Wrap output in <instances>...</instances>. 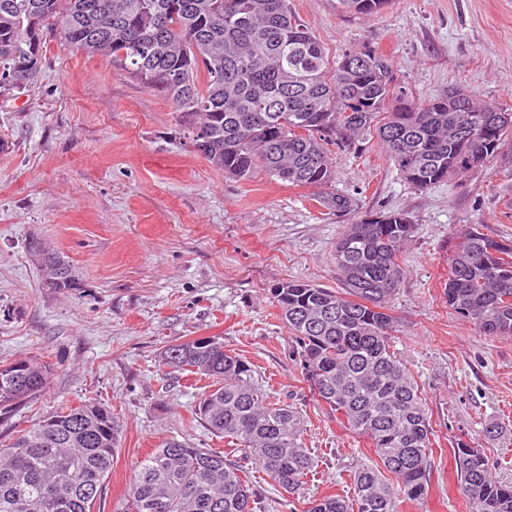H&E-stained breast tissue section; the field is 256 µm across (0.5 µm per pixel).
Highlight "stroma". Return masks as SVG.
<instances>
[{
    "label": "stroma",
    "mask_w": 512,
    "mask_h": 512,
    "mask_svg": "<svg viewBox=\"0 0 512 512\" xmlns=\"http://www.w3.org/2000/svg\"><path fill=\"white\" fill-rule=\"evenodd\" d=\"M339 54L367 44L417 99L459 88L512 109V0H391L379 14L340 0H290ZM41 71L23 94L0 97V362H49V388L0 422V448L68 405H108L122 434L99 512H120L135 467L169 438L228 452L196 415L209 379L164 374L166 346L200 336L251 362L272 400L304 415L317 465L295 493L261 468L251 482L264 512H307L326 495L353 497V475L375 466L368 439L314 397L272 296L279 283L340 289L334 251L352 216L322 207L316 189L256 168L244 180L194 151L162 95L49 32ZM334 192L373 211L406 213L391 303L394 346L429 407L437 472L427 495L399 512H470L454 469L463 440L512 482V337L484 335L449 307L448 241L471 225L512 240V163L496 157L425 190L408 185L375 134L339 155ZM47 243L78 288L43 286L29 251Z\"/></svg>",
    "instance_id": "1"
}]
</instances>
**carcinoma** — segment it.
Masks as SVG:
<instances>
[{"instance_id":"1","label":"carcinoma","mask_w":512,"mask_h":512,"mask_svg":"<svg viewBox=\"0 0 512 512\" xmlns=\"http://www.w3.org/2000/svg\"><path fill=\"white\" fill-rule=\"evenodd\" d=\"M372 16L390 0H341ZM59 26L72 47L98 56L164 96L184 138L224 174L257 167L319 191L338 217L358 209L331 191L330 147L376 130L387 156L418 190L485 165L512 135V112L452 92L414 101L371 46L335 59L288 0H0V96H15L41 70L44 31ZM414 233L407 214L364 211L335 248L342 291L289 280L273 288L299 347L310 390L344 428L370 439L382 469L353 475L356 498L327 495L307 512H398L420 499L434 474L426 403L393 349L388 313L402 279L401 247ZM47 288L78 286L64 256L31 243ZM448 305L487 336L512 337V241L473 226L451 247ZM160 365L212 379L198 414L231 439L288 493L313 474L301 436L305 417L268 400L251 363L215 336L167 346ZM53 368L29 358L0 364V416L47 389ZM121 425L95 402L66 407L0 448V512H94L112 468ZM453 459L473 512H512V486L496 480L481 449L459 441ZM397 481L393 487L382 471ZM240 461L171 438L132 475L122 512H257Z\"/></svg>"}]
</instances>
